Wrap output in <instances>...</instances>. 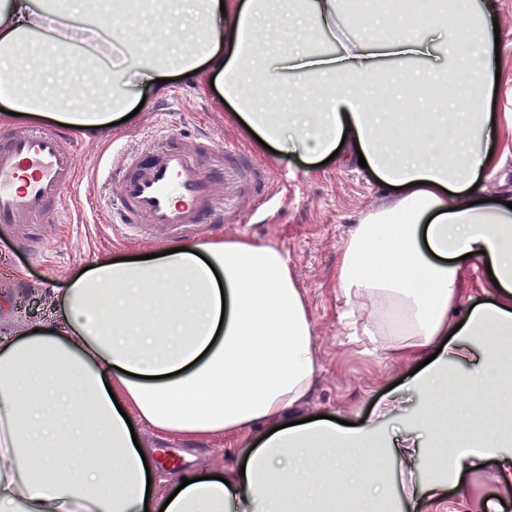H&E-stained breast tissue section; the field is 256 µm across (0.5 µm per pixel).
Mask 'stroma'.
<instances>
[{
    "label": "stroma",
    "mask_w": 512,
    "mask_h": 512,
    "mask_svg": "<svg viewBox=\"0 0 512 512\" xmlns=\"http://www.w3.org/2000/svg\"><path fill=\"white\" fill-rule=\"evenodd\" d=\"M221 97L211 85L178 80L134 117L109 133L81 138L78 174L71 198L74 219L69 224L39 223L33 228L42 239V261H34L12 235L0 236V333L37 324L48 310L51 289L61 278L84 269L95 258L128 257L155 248L152 240L116 241L105 205L117 189L102 183L97 168L102 158L119 163L123 147L137 143L142 127L153 122L167 144L190 142L207 132L210 145L194 154L195 163L216 178L224 176L222 154L232 143L247 152L261 168L274 195L253 216L236 226L226 223L223 203L204 216L203 240L248 238L287 252L303 289L313 320L319 374L304 408L308 416L327 415L352 423L372 418L389 391L401 396L403 407L387 426L402 427L417 407V394L407 384L404 367L387 350L364 351L345 342L339 323L336 266L341 249L365 212L385 207L390 190L369 173L350 164H310L296 159L279 163L275 154L246 134L220 107ZM139 437L155 471L174 475L199 465L216 470L235 467L242 458L237 446L217 448L203 441L163 440L145 428ZM512 484V472L476 471L462 475L459 486H478L495 512H512V498L500 489Z\"/></svg>",
    "instance_id": "35a3bbf8"
}]
</instances>
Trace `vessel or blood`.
Instances as JSON below:
<instances>
[{
	"label": "vessel or blood",
	"instance_id": "b4317fda",
	"mask_svg": "<svg viewBox=\"0 0 512 512\" xmlns=\"http://www.w3.org/2000/svg\"><path fill=\"white\" fill-rule=\"evenodd\" d=\"M145 134L122 162L107 172L120 192L109 207L115 235L184 238L198 234L203 215L219 198L236 201V218L264 203L267 191L239 147L224 148V179L214 180L192 160L194 146L162 145ZM79 143L66 133L42 128L11 129L0 138V231L17 230L42 217L71 221L65 194L75 182Z\"/></svg>",
	"mask_w": 512,
	"mask_h": 512
}]
</instances>
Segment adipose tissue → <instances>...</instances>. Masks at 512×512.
I'll return each instance as SVG.
<instances>
[{
    "instance_id": "adipose-tissue-1",
    "label": "adipose tissue",
    "mask_w": 512,
    "mask_h": 512,
    "mask_svg": "<svg viewBox=\"0 0 512 512\" xmlns=\"http://www.w3.org/2000/svg\"><path fill=\"white\" fill-rule=\"evenodd\" d=\"M128 16L150 45L116 33ZM386 21L343 0H0V64L31 87L0 88L5 110L103 132L166 80H211L279 162L365 158L395 198L361 216L336 283L377 312L397 359L423 362L398 435L296 425L317 363L286 252L231 238L97 258L54 287L37 331L0 344V512H416L462 472L512 467V188L489 202L482 185L512 158V77L496 72L484 0H428L418 25L374 37ZM419 98L434 111H406ZM479 261L498 285L461 309ZM490 386L477 432L465 394ZM139 424L249 451L224 480L164 482L146 474ZM394 460L422 480L390 490Z\"/></svg>"
}]
</instances>
